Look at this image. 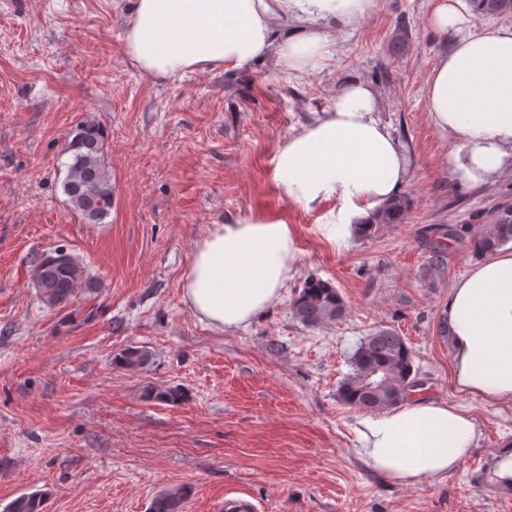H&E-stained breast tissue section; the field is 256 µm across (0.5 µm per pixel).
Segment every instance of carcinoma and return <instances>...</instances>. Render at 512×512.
Segmentation results:
<instances>
[{"instance_id":"obj_1","label":"carcinoma","mask_w":512,"mask_h":512,"mask_svg":"<svg viewBox=\"0 0 512 512\" xmlns=\"http://www.w3.org/2000/svg\"><path fill=\"white\" fill-rule=\"evenodd\" d=\"M481 14L512 15V0H474ZM104 129L87 122L67 143L70 154L63 191L71 208L86 222L101 224L110 217L114 205L112 175L103 157ZM408 203L399 200L377 209L369 224L358 225V235L372 237L384 224H400ZM457 238V229L448 226L432 243L428 268L436 270ZM512 242V203L500 206L492 222L484 225L473 242L478 254L493 252ZM33 285L41 299L51 306L68 304L79 292L94 293L100 281L71 255L58 252L38 261L33 269ZM346 304L330 282L311 277L305 280L292 301L294 318L302 325L316 328L341 319ZM153 353L145 346H129L115 356V364L127 372H140L152 364ZM351 371L340 382L337 397L346 406L367 412H380L406 400L420 381L414 374L413 351L397 331L378 329L364 337L349 358ZM141 396L152 402L176 403L181 398L177 387L147 385ZM191 488L180 486L160 492L152 500L149 512H184ZM4 512H42V499L22 494L13 499Z\"/></svg>"}]
</instances>
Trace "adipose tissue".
I'll use <instances>...</instances> for the list:
<instances>
[{"label": "adipose tissue", "mask_w": 512, "mask_h": 512, "mask_svg": "<svg viewBox=\"0 0 512 512\" xmlns=\"http://www.w3.org/2000/svg\"><path fill=\"white\" fill-rule=\"evenodd\" d=\"M373 0H134L123 36L146 74L250 71L266 64L301 75L332 58L324 21L365 17ZM430 28L450 42L425 86L433 126L454 139L450 159L477 184L512 160V27L476 28L472 0H428ZM297 24L286 27L285 19ZM373 92L348 82L277 155L273 181L305 209L342 199L350 217L398 198L405 159L376 117ZM296 261L293 231L259 217L215 224L194 249L182 296L200 322L219 331L245 326L278 300ZM457 390L512 400V250L479 260L453 284L444 311ZM358 453L372 470L407 485L445 478L473 447L477 424L462 408L403 402L356 419Z\"/></svg>", "instance_id": "1"}]
</instances>
